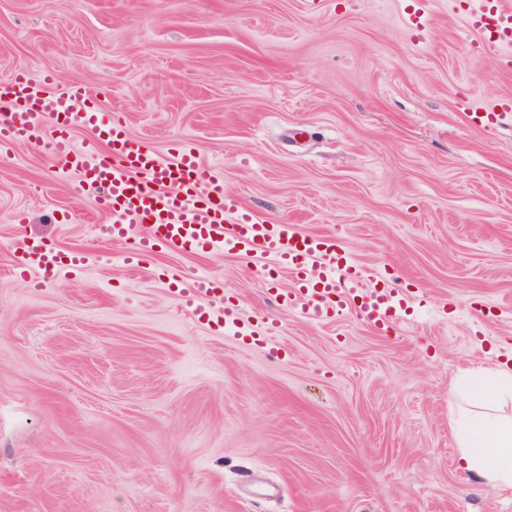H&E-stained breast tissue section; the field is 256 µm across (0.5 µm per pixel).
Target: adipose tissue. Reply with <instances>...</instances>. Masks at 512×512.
I'll use <instances>...</instances> for the list:
<instances>
[{"label": "adipose tissue", "mask_w": 512, "mask_h": 512, "mask_svg": "<svg viewBox=\"0 0 512 512\" xmlns=\"http://www.w3.org/2000/svg\"><path fill=\"white\" fill-rule=\"evenodd\" d=\"M449 425L463 467L512 488V364L461 377Z\"/></svg>", "instance_id": "adipose-tissue-1"}]
</instances>
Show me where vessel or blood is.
<instances>
[{"label":"vessel or blood","mask_w":512,"mask_h":512,"mask_svg":"<svg viewBox=\"0 0 512 512\" xmlns=\"http://www.w3.org/2000/svg\"><path fill=\"white\" fill-rule=\"evenodd\" d=\"M486 44L512 47V9L504 0H453ZM50 77L18 72L0 81V147L50 138L55 154L93 192L100 212L111 215L113 241L124 245V262L139 266L149 254L168 251L235 250L269 258L274 270L288 272L292 285L273 289L277 303L323 322L352 314L377 332L388 331L407 314L410 299L392 283L375 282L333 237L305 234L292 224H271L225 193L218 169L185 144L160 157L132 139L123 114L102 112L95 93L81 84L52 93ZM472 127L485 129L512 120V98L497 108L468 113ZM82 126L105 133L107 146L93 141L75 146L72 132ZM85 253H63L45 245H26L15 265L20 276L53 280L64 268H81ZM171 291L198 319L210 320L211 301L224 297L213 274L185 278L168 275Z\"/></svg>","instance_id":"b4317fda"}]
</instances>
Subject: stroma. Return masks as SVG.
I'll return each mask as SVG.
<instances>
[{
  "instance_id": "stroma-1",
  "label": "stroma",
  "mask_w": 512,
  "mask_h": 512,
  "mask_svg": "<svg viewBox=\"0 0 512 512\" xmlns=\"http://www.w3.org/2000/svg\"><path fill=\"white\" fill-rule=\"evenodd\" d=\"M423 8L422 31L407 14ZM97 92L129 135L193 146L272 224L339 239L419 297L386 334L276 306L263 263L125 268L48 141L0 153V512H512L459 464L456 375L512 357V50L448 0H0V80ZM82 272L12 274L22 243ZM210 270L277 353L197 321ZM496 107L484 112H478L477 110L468 112L467 120L469 124L477 129H485L504 120H512V98L502 99ZM168 284L185 307L191 310L198 320L221 326L222 322L211 320L209 302L220 300L224 302V285L211 273H198L190 278H184L178 273L168 274Z\"/></svg>"
}]
</instances>
